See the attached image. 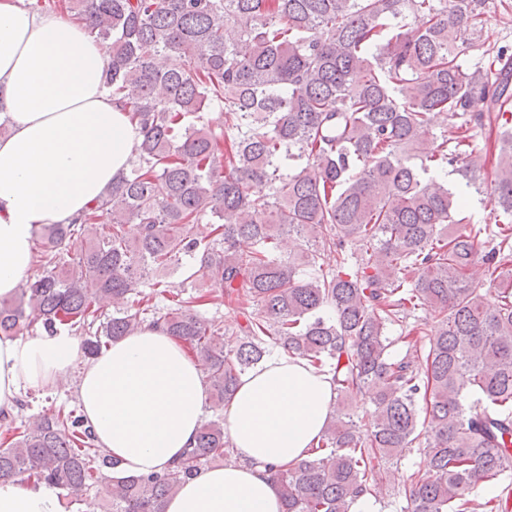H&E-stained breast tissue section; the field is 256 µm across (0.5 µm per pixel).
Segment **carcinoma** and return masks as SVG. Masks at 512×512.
I'll list each match as a JSON object with an SVG mask.
<instances>
[{"label":"carcinoma","instance_id":"carcinoma-1","mask_svg":"<svg viewBox=\"0 0 512 512\" xmlns=\"http://www.w3.org/2000/svg\"><path fill=\"white\" fill-rule=\"evenodd\" d=\"M481 2L67 0L108 47L105 84L140 141L92 215L40 227L38 269L0 299V337L39 322L85 335L93 357L152 324L223 403L282 349L331 374L337 399L369 404L368 423L340 409L311 456L270 470L284 512H350L381 494L374 460L414 448L425 459L400 512H512V53L458 62ZM410 14L418 27L400 24ZM171 55L181 64H163ZM212 107L220 131L205 122ZM457 164L495 223L448 232L464 197L436 175ZM205 219L208 240L196 237ZM286 234L307 249L283 254ZM479 253L491 295L465 279ZM179 270L181 290L165 288L159 274ZM159 297L174 306L158 311ZM223 297L239 302L230 335L201 311ZM419 310L432 312L428 345L392 354L390 331ZM233 456L217 413L167 470L108 479L119 461L83 415L59 411L13 428L0 479L73 494L105 478L111 512H164L189 477Z\"/></svg>","mask_w":512,"mask_h":512}]
</instances>
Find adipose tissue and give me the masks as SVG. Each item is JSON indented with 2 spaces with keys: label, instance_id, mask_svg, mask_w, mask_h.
Instances as JSON below:
<instances>
[{
  "label": "adipose tissue",
  "instance_id": "adipose-tissue-1",
  "mask_svg": "<svg viewBox=\"0 0 512 512\" xmlns=\"http://www.w3.org/2000/svg\"><path fill=\"white\" fill-rule=\"evenodd\" d=\"M109 58L83 23L0 0V298L33 261L35 231L79 217L128 173L137 124L104 83ZM79 367L77 397L98 445L121 476L159 472L194 441L214 405L183 344L144 326L84 361L66 331L0 338V410L31 387ZM336 399L329 375L276 352L243 374L224 409L232 462L202 469L165 512H282L266 464L307 458ZM0 512H61L55 487L0 480Z\"/></svg>",
  "mask_w": 512,
  "mask_h": 512
}]
</instances>
